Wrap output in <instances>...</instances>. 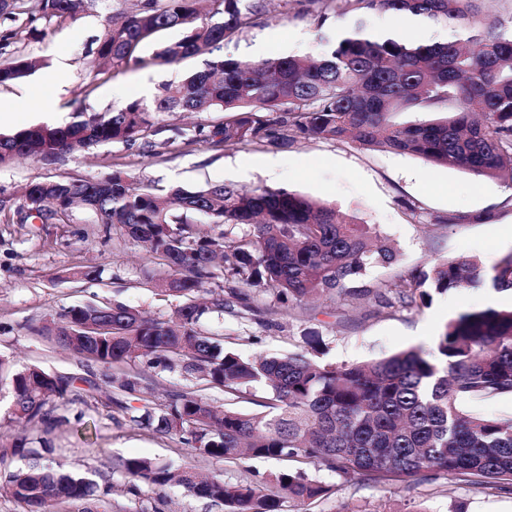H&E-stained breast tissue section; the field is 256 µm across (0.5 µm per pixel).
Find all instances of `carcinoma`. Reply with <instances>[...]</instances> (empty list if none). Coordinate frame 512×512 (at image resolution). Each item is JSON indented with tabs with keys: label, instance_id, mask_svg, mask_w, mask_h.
I'll return each mask as SVG.
<instances>
[{
	"label": "carcinoma",
	"instance_id": "carcinoma-1",
	"mask_svg": "<svg viewBox=\"0 0 512 512\" xmlns=\"http://www.w3.org/2000/svg\"><path fill=\"white\" fill-rule=\"evenodd\" d=\"M322 26L329 16L357 24L336 34L319 58L287 56L260 61L227 58L177 84H164L151 103L132 101L118 110H76L65 126L35 125L0 135V167L18 158L54 160L93 147L147 144L160 156L176 138L213 148L242 144L292 145L300 139L351 141L451 165L512 186V18L488 19L483 0H297ZM88 0H0L5 43L42 23L75 21ZM263 0H140L130 13L108 15L96 53L109 65L143 62L142 49L158 44L154 59L177 65L206 54L252 26ZM375 13L423 16L448 27L443 42L375 38L363 18ZM178 29L175 42L157 43ZM36 63L21 57L0 62V85L27 76ZM222 112L210 129L162 132L154 114ZM396 112H446L431 121L397 124ZM23 220L64 223L81 207L105 231L147 244L165 268L156 288L181 300L173 319L158 321L118 300L67 308L33 331L108 372L139 361L202 380L224 390L217 410L195 392L168 394L163 408L150 407L153 388L134 369L112 378L116 389L142 403L130 416L137 426L175 436L196 456L235 462L244 458L299 463L263 484L199 477L159 461L124 458L118 466L155 487L172 482L198 498L224 504L226 512H283L285 502L308 505L328 493L306 467L326 468L376 484L404 482L423 471L470 485L512 484V418L465 411L462 400L512 394V308L465 311L450 319L430 359L410 348L388 357L332 364L304 354L244 357L224 347V337L199 329L207 310L224 311L240 287L259 288L277 301L300 306L310 300L378 295L368 272L395 268L399 253L376 226L317 199L284 188L238 189L207 185L166 189L144 184L122 169L96 180L65 176L33 181L18 196ZM198 215L213 224L202 234ZM251 233L231 237L228 226ZM512 289V255L487 275L474 257H441L422 269L396 275L397 300L425 302L431 293L474 287ZM87 378L21 368L0 356V390L11 395V414L28 424L68 422L48 407L79 391ZM262 386L267 412L236 407L242 389ZM24 434L0 435V496L43 512L50 502L70 512H108L110 487L67 471Z\"/></svg>",
	"mask_w": 512,
	"mask_h": 512
}]
</instances>
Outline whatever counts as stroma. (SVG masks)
Wrapping results in <instances>:
<instances>
[{
    "mask_svg": "<svg viewBox=\"0 0 512 512\" xmlns=\"http://www.w3.org/2000/svg\"><path fill=\"white\" fill-rule=\"evenodd\" d=\"M128 0H92L74 21L47 25L40 39L20 38L0 52L23 56L42 65L25 78L0 87V100L14 108L0 115V134L38 124L63 126L82 106L120 108L137 98L142 79L152 85L183 79L222 58L252 61L255 45L265 44V57L316 56L326 50V38L352 26V19L330 17L317 25L296 0H272L253 26L207 55L167 66L154 59L155 45H147L143 64L116 66L111 79L99 83L90 96L82 89L96 64L97 40L107 15L129 9ZM55 98L53 115H44L42 102ZM286 162V174L272 182L262 167L268 156ZM250 163L241 176V163ZM119 168L142 182L192 189L206 185L237 188L279 187L322 199L342 211L376 225L401 255L406 271L420 269L431 260L447 256H474L492 269L512 254V241L500 240L496 226L512 225V206L505 200L512 188L495 179L480 178L452 167L434 166L421 158L361 148L353 142L301 140L292 146L240 145L212 149L206 144L175 143L160 156L147 147L106 145L79 155H63L47 162L33 158L0 167V195L16 196L28 182L77 175L100 177ZM461 215L457 224L439 225L435 219ZM96 267L99 282L70 279L71 271ZM164 273L141 243L93 223L89 213L74 210L69 223L19 222L11 211L0 212V356L21 365L78 374L91 379L79 395L50 402L55 414L71 417L68 426L28 429L30 438L48 441L54 456L69 470L87 474L99 484L112 485L110 512H224L222 504L187 494L177 486H141L139 495L128 494L132 477L117 469L118 459L146 457L173 467H194L206 475L231 482H255L281 469L277 460L245 459L227 463L191 454L178 440L134 426L128 409L114 404L118 391L103 381L102 368L58 348L33 333L34 325L73 305L116 299L165 321L179 301L160 295L155 283ZM244 304L200 319L203 331L223 336L226 346L243 355L308 353V335H319L327 363L359 362L392 355L408 348L433 351L446 322L467 310L512 306V291L482 283L459 292L433 295L425 305L394 307L379 315L368 300L321 301L308 310L288 309L275 297L243 287ZM155 392V405L169 393L193 391L223 405L224 392L205 389L195 379L162 368L145 369ZM329 488L308 512H451L459 502L467 512H512V485L487 489L458 483L443 474L425 472L408 482L382 487L369 481L344 479L335 472L317 471Z\"/></svg>",
    "mask_w": 512,
    "mask_h": 512,
    "instance_id": "obj_1",
    "label": "stroma"
}]
</instances>
